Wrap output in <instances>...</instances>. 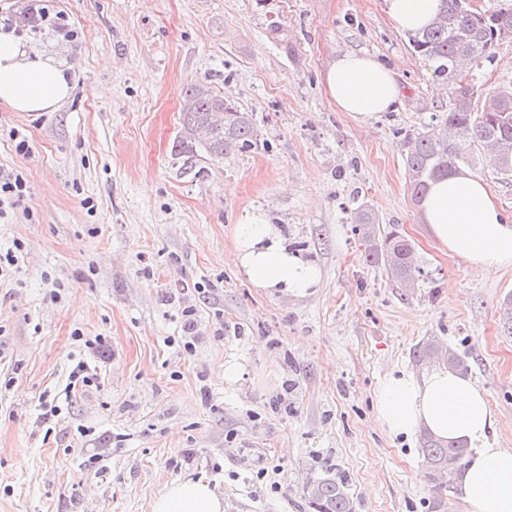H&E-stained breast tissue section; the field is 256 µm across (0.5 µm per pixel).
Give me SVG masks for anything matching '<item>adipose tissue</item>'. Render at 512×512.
Wrapping results in <instances>:
<instances>
[{
	"mask_svg": "<svg viewBox=\"0 0 512 512\" xmlns=\"http://www.w3.org/2000/svg\"><path fill=\"white\" fill-rule=\"evenodd\" d=\"M385 5L394 26L405 32L431 23L440 7L439 0H385ZM322 81L337 110L361 124L400 103L393 71L365 53L339 54ZM73 90L67 67L55 55L31 52L13 31L0 28V104L21 113L52 112ZM419 207L431 237L451 255L486 275L512 269V221L480 178L453 172L431 183ZM232 239L231 262L253 288L303 297L320 287V267L304 260L287 231L264 213H247ZM373 409L389 436L424 430L443 441L473 445L457 483L465 512H512V448L489 441L497 417L469 378L444 366L422 375L392 372L377 386ZM151 512H224V499L208 483L184 480L161 492Z\"/></svg>",
	"mask_w": 512,
	"mask_h": 512,
	"instance_id": "ef3b65f1",
	"label": "adipose tissue"
}]
</instances>
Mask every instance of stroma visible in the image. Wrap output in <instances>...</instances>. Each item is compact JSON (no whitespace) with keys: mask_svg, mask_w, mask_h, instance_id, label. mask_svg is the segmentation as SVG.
<instances>
[{"mask_svg":"<svg viewBox=\"0 0 512 512\" xmlns=\"http://www.w3.org/2000/svg\"><path fill=\"white\" fill-rule=\"evenodd\" d=\"M41 6L0 0V25L59 52L75 82L43 117L0 107V172L28 186L0 220L1 251L25 244L0 279V512H150L187 478L215 485L224 512H311L322 458L346 474L354 512H462L452 495L432 510L418 440L390 438L373 395L393 370L425 372L414 353L437 341L467 357L512 448L498 320L512 270H470L421 222L402 145L448 96L385 0H53L69 38ZM344 51L393 68L396 111L360 124L336 110L321 74ZM196 81L251 114L258 149L175 156ZM360 200L411 242L414 287L367 260L349 219ZM257 210L320 266V288L270 297L229 262L234 224ZM227 360L241 367L230 385L216 375ZM80 361L98 382L66 392ZM47 394L60 417L45 419Z\"/></svg>","mask_w":512,"mask_h":512,"instance_id":"obj_1","label":"stroma"}]
</instances>
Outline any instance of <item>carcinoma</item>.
I'll return each mask as SVG.
<instances>
[{
  "label": "carcinoma",
  "mask_w": 512,
  "mask_h": 512,
  "mask_svg": "<svg viewBox=\"0 0 512 512\" xmlns=\"http://www.w3.org/2000/svg\"><path fill=\"white\" fill-rule=\"evenodd\" d=\"M503 27L512 28V7L487 13L469 8L466 0H441L436 20L409 36L414 55L436 64L438 76L448 84V111L434 115L422 131L404 140V159L414 198H421L431 181L470 164L475 145H486L495 155L505 152L511 162L496 169L501 175L512 177V90L486 93L481 108L476 109L473 74L460 68L465 54L472 57L476 66L490 60L499 43L497 33ZM215 112L224 113L223 128L207 140L197 139L195 130ZM258 143L250 115L234 102L204 84H192L186 89L182 128L174 145L177 154L189 160L203 150L213 159H222L230 152L249 153ZM350 219L370 262L383 264L391 277L401 283L420 273L410 245L396 232L382 231L376 214L366 203L353 208ZM420 454L429 475L436 474L438 466H449L456 476L465 463L468 448L425 435ZM321 468L324 475L308 490L313 512H353L345 475L327 462Z\"/></svg>",
  "instance_id": "carcinoma-1"
}]
</instances>
